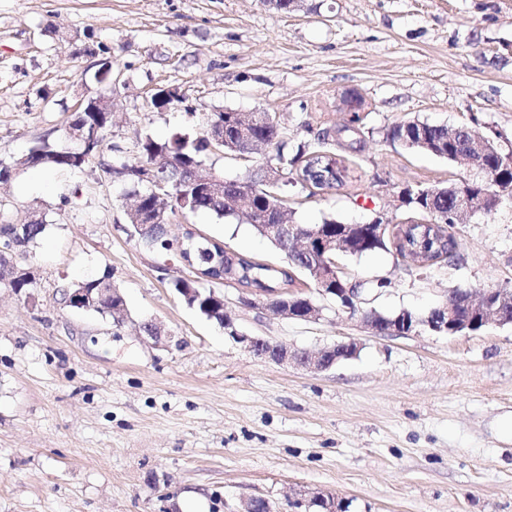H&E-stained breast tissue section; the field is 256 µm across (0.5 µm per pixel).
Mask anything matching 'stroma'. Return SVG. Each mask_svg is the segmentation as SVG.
<instances>
[{"mask_svg":"<svg viewBox=\"0 0 512 512\" xmlns=\"http://www.w3.org/2000/svg\"><path fill=\"white\" fill-rule=\"evenodd\" d=\"M112 49L118 85L95 78ZM185 101L159 111L152 96ZM363 100L356 148L337 153L342 186L290 189L296 221L423 222L405 187L447 185L465 170L386 140L414 119L464 126L512 148V0H0V159L41 140L70 147L75 103L110 94L105 157L131 160L140 135L196 136L215 113L275 114L289 149L349 117ZM126 187L99 172L20 171L0 211L35 206L48 227L30 250L36 284L0 287V512H242L267 499L296 512L331 494L348 512H512V326L440 335H377L336 313L305 277L295 293L324 309L287 320L218 284L239 329L295 350L355 340L356 358L326 371L253 357L172 287L189 271L118 231ZM197 233L277 266L250 225L206 213ZM454 261L431 268L379 250L337 255L365 305L419 313L450 290L512 289V205L455 224ZM110 273L129 318L65 305L61 289ZM387 287H377V280ZM162 326L156 342L140 322Z\"/></svg>","mask_w":512,"mask_h":512,"instance_id":"1","label":"stroma"}]
</instances>
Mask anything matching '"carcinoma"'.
Returning <instances> with one entry per match:
<instances>
[{
	"mask_svg": "<svg viewBox=\"0 0 512 512\" xmlns=\"http://www.w3.org/2000/svg\"><path fill=\"white\" fill-rule=\"evenodd\" d=\"M263 116L264 119L261 120L256 118L254 112H236L231 109L215 114L210 119V125L222 124V145L214 142L207 133L192 139L187 134L176 132L164 142H158L151 135L145 134L138 141V158L134 161L112 163V176L114 180L124 184L125 170L150 165L157 157L171 159L166 167L157 171L152 185L140 182L136 186L141 193L140 205L136 209L130 207L125 210L128 227L159 216L161 223L166 225V232L149 241L152 252L171 253L179 260L183 258L190 261L191 266L197 267L205 275L227 278L243 288H276L286 291L294 285L292 272L295 270L305 273L311 281H316L308 254L293 255L286 251V245L279 240L275 247L285 253L288 266L276 267L239 253H223L218 243L189 229L180 235L171 232V227L180 223V219L198 211H206L218 219L244 220L250 225L254 224L259 213L268 216L265 220L267 224L277 223V217L283 215L287 224L291 225L292 235L302 238L306 244L310 243L311 227L324 236L339 235L344 231V223L332 218H326L314 226L295 222L292 211L287 206L286 193L288 186L299 184L302 178L306 183L300 184L302 188L309 190L311 196L318 191L342 185L343 170L338 166L332 149L343 139L359 134L363 118L359 113L353 112L348 121L335 132L319 131L314 135V142L305 147L300 145L290 153L288 141L278 122L267 112ZM470 137L471 131L465 127L450 129L419 120L411 121L406 126L395 124L386 130V140L392 143L403 138L410 139L415 144V149L423 153L460 166L468 160H474L482 166L503 172L505 180L499 184L496 195L502 201H508L512 197V150H504L489 138H480L474 143L470 141ZM247 142L257 147H271V152L259 167L270 168L276 175L273 182L255 191L249 203H241L235 187H227L224 195L215 196L178 183L179 169L185 166H204L207 156L214 150L237 157L241 154V147ZM86 165L85 161L80 164L71 162L70 154L65 150L55 149L44 142L18 158L10 161L1 159L0 175L5 173L8 166L55 171L83 169ZM402 199L409 209L430 216L438 224V236L425 239L421 236L422 228L419 225L403 227L395 224L386 229V237L375 245H365V238L358 236L356 251L363 254L387 250L392 246L400 257L406 258L407 250L417 247L424 252L425 259L434 265L454 260L458 243L455 236L449 233V229L458 223L459 214L455 212L454 200L448 197V192H437L433 186L406 188L402 192ZM24 227L27 228L24 239L28 243L36 242L46 231L44 224H17L5 220L0 223V235L7 239ZM173 288L199 289L201 302L194 305L193 309L206 319H211L213 313L207 306L209 290L201 281L178 279L173 282Z\"/></svg>",
	"mask_w": 512,
	"mask_h": 512,
	"instance_id": "obj_1",
	"label": "carcinoma"
}]
</instances>
